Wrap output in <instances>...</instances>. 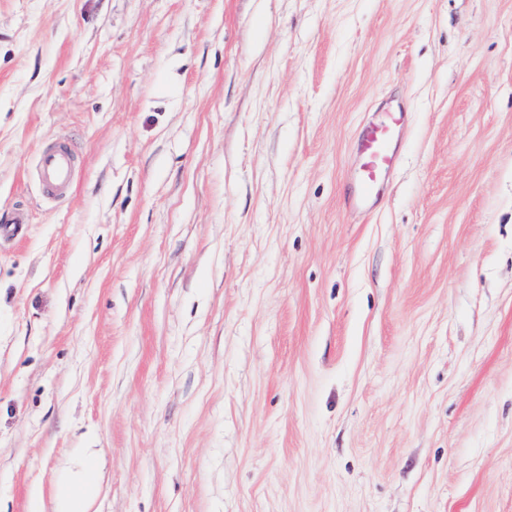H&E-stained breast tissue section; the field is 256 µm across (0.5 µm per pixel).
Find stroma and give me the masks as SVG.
<instances>
[{
  "label": "stroma",
  "mask_w": 512,
  "mask_h": 512,
  "mask_svg": "<svg viewBox=\"0 0 512 512\" xmlns=\"http://www.w3.org/2000/svg\"><path fill=\"white\" fill-rule=\"evenodd\" d=\"M18 212L0 512L82 448L97 512H512V0H0ZM406 114L399 108L376 112L361 127L354 141L358 158L357 195L353 207L360 211L373 208L383 194L390 175L399 164L397 135ZM75 153L67 142L42 152L36 163V174L40 184L47 190H67L73 184Z\"/></svg>",
  "instance_id": "1"
}]
</instances>
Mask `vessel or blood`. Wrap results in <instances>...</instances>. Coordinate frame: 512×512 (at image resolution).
<instances>
[{
	"label": "vessel or blood",
	"mask_w": 512,
	"mask_h": 512,
	"mask_svg": "<svg viewBox=\"0 0 512 512\" xmlns=\"http://www.w3.org/2000/svg\"><path fill=\"white\" fill-rule=\"evenodd\" d=\"M406 114L392 108L372 115L361 127L354 150L358 158L355 209L365 211L382 196L390 175L399 164L397 135ZM76 156L67 143L42 152L36 163L40 184L48 190H67L73 184Z\"/></svg>",
	"instance_id": "vessel-or-blood-1"
}]
</instances>
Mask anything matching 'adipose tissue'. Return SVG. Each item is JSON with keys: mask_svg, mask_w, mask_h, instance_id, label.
<instances>
[{"mask_svg": "<svg viewBox=\"0 0 512 512\" xmlns=\"http://www.w3.org/2000/svg\"><path fill=\"white\" fill-rule=\"evenodd\" d=\"M99 451L86 448L76 470L66 472L54 486V512H95L104 475L98 465Z\"/></svg>", "mask_w": 512, "mask_h": 512, "instance_id": "1", "label": "adipose tissue"}]
</instances>
